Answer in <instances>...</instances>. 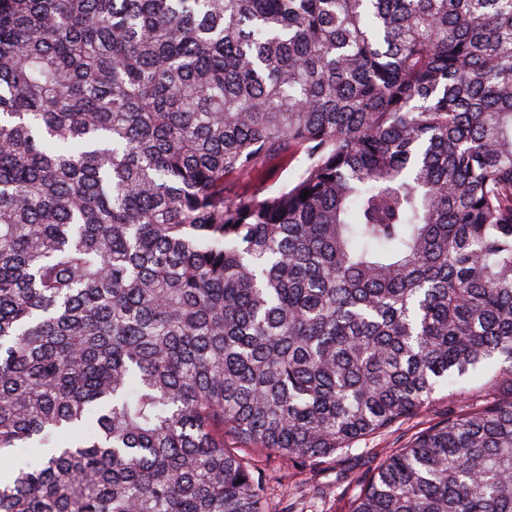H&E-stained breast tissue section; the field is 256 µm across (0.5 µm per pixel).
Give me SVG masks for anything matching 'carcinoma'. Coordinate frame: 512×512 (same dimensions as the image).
<instances>
[{
  "label": "carcinoma",
  "mask_w": 512,
  "mask_h": 512,
  "mask_svg": "<svg viewBox=\"0 0 512 512\" xmlns=\"http://www.w3.org/2000/svg\"><path fill=\"white\" fill-rule=\"evenodd\" d=\"M482 366L350 512H512V0H0V512H266Z\"/></svg>",
  "instance_id": "carcinoma-1"
}]
</instances>
